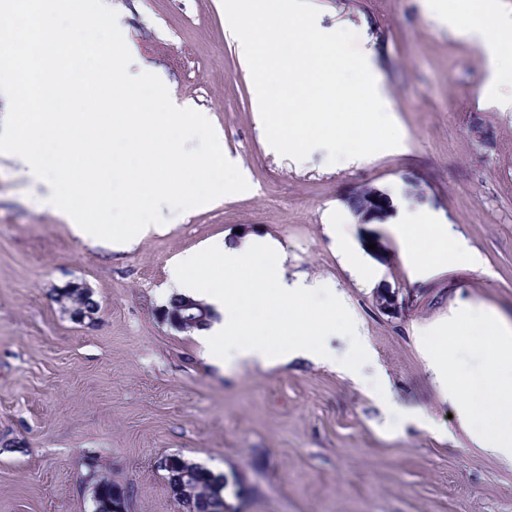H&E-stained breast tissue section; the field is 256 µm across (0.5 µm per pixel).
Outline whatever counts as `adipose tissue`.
Returning a JSON list of instances; mask_svg holds the SVG:
<instances>
[{
    "label": "adipose tissue",
    "instance_id": "adipose-tissue-1",
    "mask_svg": "<svg viewBox=\"0 0 512 512\" xmlns=\"http://www.w3.org/2000/svg\"><path fill=\"white\" fill-rule=\"evenodd\" d=\"M459 34L475 38L490 70L489 91L505 85L512 73V15L492 12L489 0L479 9L458 13ZM391 232L404 261L417 271L463 261L481 269L480 254L455 237L448 225L419 217L395 224ZM285 250L271 236L250 235L235 243L217 238L176 255L169 277L179 295L204 301L212 310L208 325L196 336L215 362L268 368L296 358L336 367L355 378L352 365L336 364L323 346L341 305L312 304L311 288L289 284L283 267ZM476 330L464 337L466 327ZM482 356L480 374L455 364L460 338ZM427 367L451 403L471 443L501 466L512 469V322L481 305L458 308L439 336L426 340Z\"/></svg>",
    "mask_w": 512,
    "mask_h": 512
}]
</instances>
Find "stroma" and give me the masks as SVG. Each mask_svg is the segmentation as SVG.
Instances as JSON below:
<instances>
[{
    "instance_id": "stroma-1",
    "label": "stroma",
    "mask_w": 512,
    "mask_h": 512,
    "mask_svg": "<svg viewBox=\"0 0 512 512\" xmlns=\"http://www.w3.org/2000/svg\"><path fill=\"white\" fill-rule=\"evenodd\" d=\"M143 60L178 100L210 112L249 188L205 211L162 207L165 233L125 252L94 247L0 164V512H90L78 488L99 458L135 491L132 512H181L156 457L178 453L226 478L232 512H512V470L471 444L440 396L419 337L464 302L512 320V111L482 100L476 39L456 36L430 0H312L317 24L370 50L405 150L361 162L297 161L268 148L251 74L224 37L217 0H110ZM424 213L477 249L419 279L391 225ZM350 225L349 265L327 232ZM271 235L289 280L343 298L374 350L361 383L312 360L272 369L211 365L195 334L163 322L168 267L216 237ZM87 283L95 325L53 298ZM420 408L434 430L393 432Z\"/></svg>"
}]
</instances>
